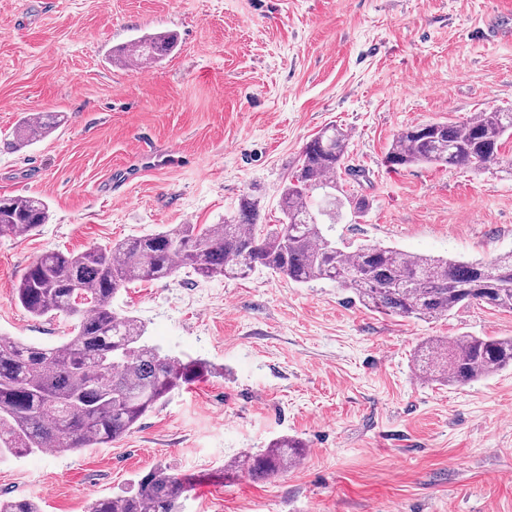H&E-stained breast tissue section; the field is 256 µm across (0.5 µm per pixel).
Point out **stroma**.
I'll return each mask as SVG.
<instances>
[{
	"label": "stroma",
	"mask_w": 512,
	"mask_h": 512,
	"mask_svg": "<svg viewBox=\"0 0 512 512\" xmlns=\"http://www.w3.org/2000/svg\"><path fill=\"white\" fill-rule=\"evenodd\" d=\"M512 0H0V196L35 195L47 224L0 236V335L45 346L14 288L31 262L177 224H220L242 195L281 223V189L321 129L349 135L337 242L492 260L512 251V175L390 167L412 123L512 107ZM171 31L150 70L113 47ZM60 112L17 150L23 116ZM152 343L217 372L173 392L122 439L0 460V497L86 512L156 466L195 476L182 512H512V368L465 385L420 379L429 338L512 336V312L472 304L427 321L385 315L330 281L188 270L113 302ZM288 435L302 462L270 479L224 462Z\"/></svg>",
	"instance_id": "stroma-1"
}]
</instances>
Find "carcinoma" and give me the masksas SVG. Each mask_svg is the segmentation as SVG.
<instances>
[{
  "label": "carcinoma",
  "instance_id": "1",
  "mask_svg": "<svg viewBox=\"0 0 512 512\" xmlns=\"http://www.w3.org/2000/svg\"><path fill=\"white\" fill-rule=\"evenodd\" d=\"M177 47L169 32L148 33L113 50L124 64L157 63ZM57 113L21 119L14 144L27 147L50 135ZM410 124L392 140L391 167L432 164L481 171L503 163L501 145L512 134V108L479 112L465 122H433L431 132ZM348 134L330 125L306 144L299 168L281 191L283 222L258 223V205L243 197L222 224H178L78 253L48 251L34 260L16 287V299L34 317L74 319L70 336L47 347L0 336V460L47 449L71 453L123 438L174 391L215 373L201 359L170 354L145 336L133 316H118L112 299L135 282L168 278L187 268L205 279H242L261 267L304 284L330 280L365 307L418 320L448 316L466 304L512 312V252L486 262L406 253L394 247H340L325 230L336 223L341 200L336 175L346 159ZM40 197L0 202V236H23L47 222ZM512 366V337L429 339L416 373L467 384ZM304 443L281 437L224 471L247 468L271 478L296 466ZM191 478L158 466L126 491L93 500L87 512H180ZM0 512H40L39 502L0 500Z\"/></svg>",
  "mask_w": 512,
  "mask_h": 512
}]
</instances>
